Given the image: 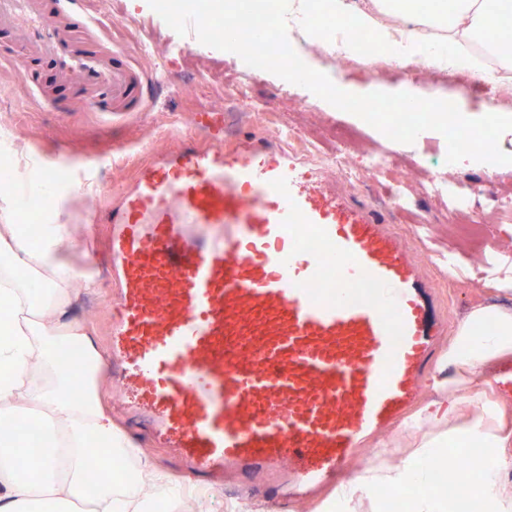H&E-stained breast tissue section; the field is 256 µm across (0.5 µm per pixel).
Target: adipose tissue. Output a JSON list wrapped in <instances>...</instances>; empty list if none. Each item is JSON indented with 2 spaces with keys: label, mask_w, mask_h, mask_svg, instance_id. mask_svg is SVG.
Masks as SVG:
<instances>
[{
  "label": "adipose tissue",
  "mask_w": 512,
  "mask_h": 512,
  "mask_svg": "<svg viewBox=\"0 0 512 512\" xmlns=\"http://www.w3.org/2000/svg\"><path fill=\"white\" fill-rule=\"evenodd\" d=\"M336 15L375 31L379 43L393 48L398 67L417 57L434 68L478 72L469 46L483 43L486 32L512 0H334ZM447 42L444 52L423 55L427 33ZM64 212L51 209L44 224L28 233L14 222V211L0 207V424L38 415L40 451L32 482L19 468L23 448L8 432L0 433V512H74L86 480V460L98 455L106 464L128 460L133 441L117 429L102 406L97 374L105 361L88 327L73 315L81 293L96 290V281L79 275L67 258L80 247ZM81 347L85 362L65 369L58 348ZM512 361V308L477 304L456 327L430 378L433 398L421 422L430 429L411 448V462L394 471L368 470L348 485L352 512H373L378 486L423 484L429 472L419 466L451 442L477 444L464 469L449 472L454 496L414 498L411 512H453L457 499L471 491L474 476L483 479L488 512H512V400L481 394L479 402L461 393L486 369ZM174 504L176 493L148 462L128 473L124 482L99 487L90 512H132L144 487Z\"/></svg>",
  "instance_id": "1"
}]
</instances>
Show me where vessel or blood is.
<instances>
[{
  "mask_svg": "<svg viewBox=\"0 0 512 512\" xmlns=\"http://www.w3.org/2000/svg\"><path fill=\"white\" fill-rule=\"evenodd\" d=\"M85 0H0V31L103 108L141 110L140 77ZM180 137L103 213L118 284L112 357L127 412L193 474L337 489L345 464L414 408L447 324L434 281L381 211L301 185L287 141ZM328 286L315 291L320 280Z\"/></svg>",
  "mask_w": 512,
  "mask_h": 512,
  "instance_id": "1",
  "label": "vessel or blood"
}]
</instances>
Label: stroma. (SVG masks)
Here are the masks:
<instances>
[{
  "label": "stroma",
  "instance_id": "1",
  "mask_svg": "<svg viewBox=\"0 0 512 512\" xmlns=\"http://www.w3.org/2000/svg\"><path fill=\"white\" fill-rule=\"evenodd\" d=\"M89 6L111 19L106 37L113 47L132 50V63L145 77L143 110L106 118L76 90L68 95L69 111L45 108L34 96L33 86L20 83L9 65L0 64V121L11 127L10 132L0 135V160H8L23 171L33 158L40 157L49 166L63 169L66 181L57 188L58 200L70 223L88 239L86 249L75 252L72 261L99 283L97 293L84 301L76 316L90 328L104 353L112 351L108 313L112 268L105 249L108 227L90 223L89 218L102 215L113 194L131 184L139 166L154 154L177 150L176 130L196 131L202 112L223 113L224 131L230 137L254 132L270 138L281 122L322 154L341 155L347 167L364 173L362 181L347 188L359 204L381 206L386 186L366 174V157L374 152L386 154L415 208L411 215L392 208L387 211L402 239L415 246L427 271H434L442 253H452L457 259L454 280L439 282L449 326H457L469 305L499 298L495 285L512 284V221H507L495 205L496 199L512 196V164L491 169L472 160L448 164L447 142L441 133L422 132L411 144L389 141L359 116L337 111L303 87L284 85L282 78L272 73L250 83L247 95L268 105L275 122L241 115L231 111L229 104L241 70L238 55L208 46L170 53L169 43L177 34L148 0H90ZM302 48L308 51L313 69L328 74L337 87L353 94L408 92L427 98L437 92L453 99L469 118L485 115L489 106V86L478 79L461 87L433 81L425 69L412 77L398 71L378 75L364 69L351 73L319 46L306 42ZM339 125L353 130L352 140L333 142L332 131ZM133 148L139 153L135 165L113 164V155H127ZM457 183L473 189L469 208L460 214L448 209L447 188ZM112 420L137 442L143 456L159 472L171 478L185 500L183 512H268L274 504L278 512H336L337 499L332 491L304 502H286L276 500L273 488L264 482L247 493L220 483L198 486L187 477L181 458L154 440L147 424L120 413ZM421 435V430L401 423L377 436L345 466L346 480L382 464L404 467L409 462L410 444Z\"/></svg>",
  "mask_w": 512,
  "mask_h": 512
}]
</instances>
